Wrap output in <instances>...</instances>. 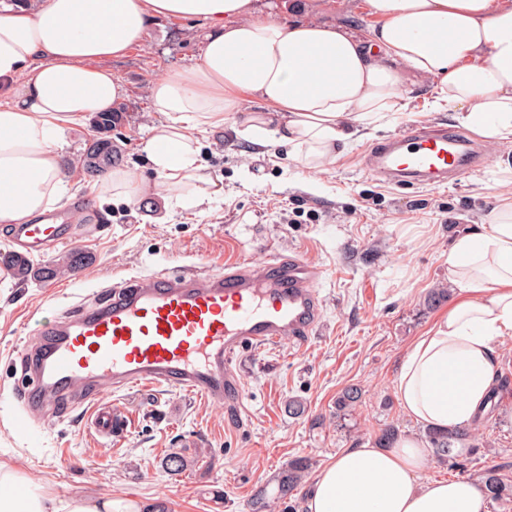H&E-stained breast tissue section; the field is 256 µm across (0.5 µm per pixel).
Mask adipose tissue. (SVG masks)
<instances>
[{
    "label": "adipose tissue",
    "mask_w": 512,
    "mask_h": 512,
    "mask_svg": "<svg viewBox=\"0 0 512 512\" xmlns=\"http://www.w3.org/2000/svg\"><path fill=\"white\" fill-rule=\"evenodd\" d=\"M367 31L316 20L253 19V0H0V224H27L61 203L65 125L106 111L123 84L104 60L139 44L157 16L202 19L200 59L153 81L161 123L144 150L166 186L195 177L196 131L223 128L241 99L265 106L239 136L285 146L319 171L405 111L414 88L435 84L434 111L492 144L512 143V0H365ZM455 301L403 359L397 400L439 431L469 425L489 404L496 345L512 338V201L448 254ZM414 438L341 452L312 484L306 512H484L472 482L422 481ZM56 502L0 464V512H59Z\"/></svg>",
    "instance_id": "1"
}]
</instances>
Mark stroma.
Instances as JSON below:
<instances>
[{"label": "stroma", "instance_id": "35a3bbf8", "mask_svg": "<svg viewBox=\"0 0 512 512\" xmlns=\"http://www.w3.org/2000/svg\"><path fill=\"white\" fill-rule=\"evenodd\" d=\"M256 16L281 22L316 19L373 28L364 0H305L301 11L269 12L255 0ZM206 22L159 16L142 43L106 60L129 107L112 129L116 168L145 183L131 202L99 205L102 177L86 174L83 160L91 120L65 130L61 165L72 198L61 207L75 214L77 239L33 267L56 268L49 278L18 276L5 263L13 247L0 235V463L7 464L59 501L77 493L150 504L154 512H254L263 486L273 485L288 460L309 457L312 467L293 493L305 500L321 469L348 448L376 444L385 425L425 439L427 430L405 415L396 399L400 365L418 336L432 326L456 291L448 285V253L456 237L488 223L502 195L512 192V147L486 144L487 166L436 187L403 189L369 175L363 155L374 143L411 126L457 127L453 113L434 112L432 82L416 88L406 111L389 128L353 143L321 173H311L286 149L263 153L232 131L200 133L204 175L220 193L190 203L192 185H158L143 149L149 126L159 122L150 104L153 80L196 63ZM86 262L83 280L67 268L71 252ZM300 254L322 266L324 325L308 344L253 348L239 356L243 410L166 386L104 390L123 431L112 439L87 424L94 408L70 420L29 418L19 406L15 370L33 339L38 319L65 310L105 284L162 269L220 270L264 261L275 253ZM354 388L359 399L344 415L336 401ZM464 468L429 454L423 480L481 483L497 466L512 486V386L495 392L470 429ZM183 466L170 472L169 454Z\"/></svg>", "mask_w": 512, "mask_h": 512}]
</instances>
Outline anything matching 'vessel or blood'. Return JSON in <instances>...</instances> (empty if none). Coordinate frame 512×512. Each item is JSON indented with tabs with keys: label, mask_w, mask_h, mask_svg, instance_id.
Here are the masks:
<instances>
[{
	"label": "vessel or blood",
	"mask_w": 512,
	"mask_h": 512,
	"mask_svg": "<svg viewBox=\"0 0 512 512\" xmlns=\"http://www.w3.org/2000/svg\"><path fill=\"white\" fill-rule=\"evenodd\" d=\"M482 147L442 125L411 127L378 143L365 171L399 187L434 186L482 167ZM0 233L15 254L71 245L75 225L52 213ZM323 267L299 254L204 274L166 270L102 287L60 319L40 325L25 355L21 398L28 414L68 417L96 402L92 425L112 436L117 410L99 403L108 388L167 385L227 406L239 404L235 366L245 348L307 342L323 324Z\"/></svg>",
	"instance_id": "obj_1"
}]
</instances>
